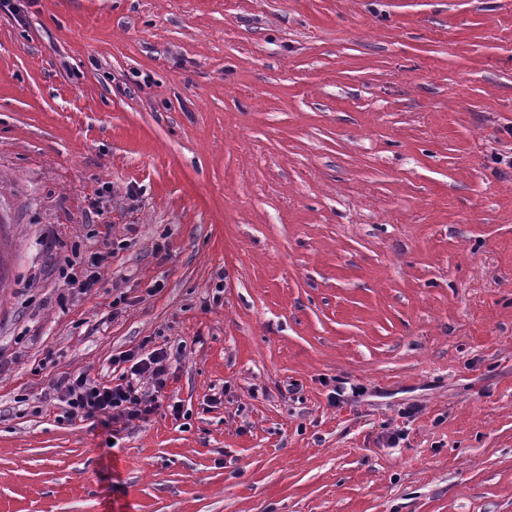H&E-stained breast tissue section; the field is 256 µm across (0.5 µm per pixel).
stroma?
I'll return each instance as SVG.
<instances>
[{
	"label": "stroma",
	"instance_id": "1",
	"mask_svg": "<svg viewBox=\"0 0 512 512\" xmlns=\"http://www.w3.org/2000/svg\"><path fill=\"white\" fill-rule=\"evenodd\" d=\"M20 3L0 512H512V0ZM147 340L182 417L70 423Z\"/></svg>",
	"mask_w": 512,
	"mask_h": 512
}]
</instances>
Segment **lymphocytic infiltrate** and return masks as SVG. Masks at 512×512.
I'll use <instances>...</instances> for the list:
<instances>
[{
    "label": "lymphocytic infiltrate",
    "instance_id": "lymphocytic-infiltrate-1",
    "mask_svg": "<svg viewBox=\"0 0 512 512\" xmlns=\"http://www.w3.org/2000/svg\"><path fill=\"white\" fill-rule=\"evenodd\" d=\"M180 353L166 347L137 348L112 359L121 365L117 383L107 385L80 374L66 381L58 398L73 420L103 416L121 428H134L149 421L160 409L181 417L182 406L166 390L174 361Z\"/></svg>",
    "mask_w": 512,
    "mask_h": 512
}]
</instances>
